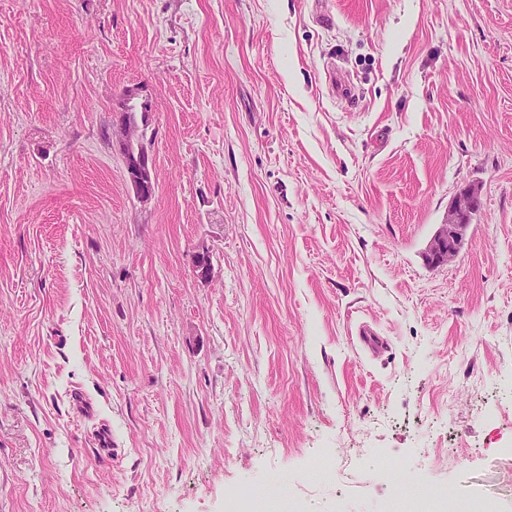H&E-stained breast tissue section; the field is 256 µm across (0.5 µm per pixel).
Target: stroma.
<instances>
[{
  "label": "stroma",
  "mask_w": 512,
  "mask_h": 512,
  "mask_svg": "<svg viewBox=\"0 0 512 512\" xmlns=\"http://www.w3.org/2000/svg\"><path fill=\"white\" fill-rule=\"evenodd\" d=\"M245 484L512 512V0H0V512H228ZM121 119L124 136L121 151L126 180L138 198L148 200L155 190L152 177L153 158L144 144V132L140 130L133 112L122 114ZM478 210V193L472 188H464L453 198L448 213L424 249V258L429 264H446L458 256L466 229ZM416 491L413 494L420 496H407L397 494L384 508L385 512H434L442 510L448 503V510L455 499V494L447 485H439L430 489L426 495Z\"/></svg>",
  "instance_id": "stroma-1"
}]
</instances>
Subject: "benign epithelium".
<instances>
[{
    "label": "benign epithelium",
    "mask_w": 512,
    "mask_h": 512,
    "mask_svg": "<svg viewBox=\"0 0 512 512\" xmlns=\"http://www.w3.org/2000/svg\"><path fill=\"white\" fill-rule=\"evenodd\" d=\"M123 140L121 151L124 159L126 180L143 200L154 194L152 177L153 158L144 144V132L140 130L131 112L121 115ZM479 210L478 193L472 188L461 190L452 200L441 224L437 225L424 249L425 260L434 266L455 259L461 251L465 232ZM192 266L196 276L206 279L210 275V255L206 248L195 252Z\"/></svg>",
    "instance_id": "1"
}]
</instances>
